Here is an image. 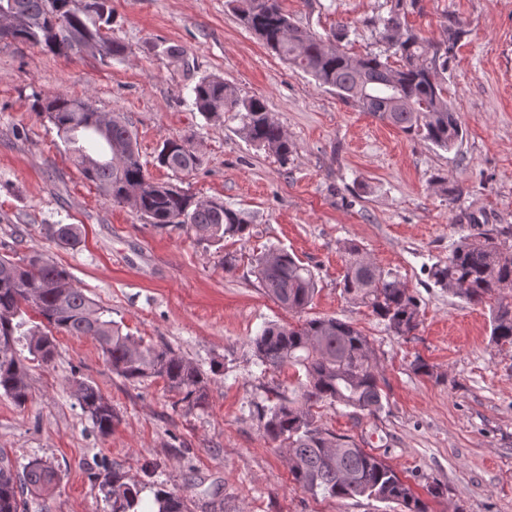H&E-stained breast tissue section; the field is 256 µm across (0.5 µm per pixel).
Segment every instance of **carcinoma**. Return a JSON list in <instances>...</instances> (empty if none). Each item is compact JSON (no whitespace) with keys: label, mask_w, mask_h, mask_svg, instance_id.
<instances>
[{"label":"carcinoma","mask_w":512,"mask_h":512,"mask_svg":"<svg viewBox=\"0 0 512 512\" xmlns=\"http://www.w3.org/2000/svg\"><path fill=\"white\" fill-rule=\"evenodd\" d=\"M240 21L265 49L315 82L353 103L361 111L404 134L449 150L463 137L459 113L448 104V60L463 35L430 42L404 23L418 0H394L388 16L370 21L378 53L351 55L340 27L322 37L294 22L283 0H236ZM112 20L111 0H0V41L21 40L58 56L88 54L102 61L123 60L126 46L102 33ZM170 62L186 69L183 46H154ZM192 106L210 119L226 112L240 119L244 138L285 163L295 144L258 97H242L224 79L203 75L191 88ZM36 115L49 122L83 177L108 202L126 205L149 224L186 228L201 240L219 242L226 235L244 236L248 225L224 201L197 199L170 182L151 178L140 161L132 127L120 112H101L90 100L57 95L35 98ZM156 162L174 173L190 174L203 159L189 140H165ZM52 238L63 248L81 241L77 224H56ZM254 274L264 293L280 306L303 312L317 292L312 270L285 249L270 248L254 259ZM434 284L468 304L495 301L490 309V338L512 345V225L487 230L467 225L453 244L448 260L429 268ZM344 297L368 308L397 336L419 325L420 303L391 271L379 267L360 245H344L340 280ZM39 321H34L32 316ZM88 336L106 361L127 381L163 379L182 400L201 406L208 376L164 345L147 344L122 332L83 289L67 268L35 251L22 261L0 255V394L17 407L31 395L28 356L50 363L55 335ZM255 356L269 368H292L305 381L293 397L276 393L264 410L263 433L286 450L293 484L313 495L349 499L368 497L392 503L400 512H429L428 504L385 460L366 451L350 436H337L318 424L312 409L323 402L368 416L383 408L377 363L368 337L349 322L331 316L306 318L296 325L270 324L253 339ZM75 395L102 436L112 434V403L93 384L75 381ZM57 480L55 469L31 460L17 474L0 466V512H19L24 490L47 491ZM109 512H139L143 486L114 473L100 485ZM157 512H188L184 498L159 489Z\"/></svg>","instance_id":"obj_1"}]
</instances>
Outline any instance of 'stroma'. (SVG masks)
Listing matches in <instances>:
<instances>
[{
	"mask_svg": "<svg viewBox=\"0 0 512 512\" xmlns=\"http://www.w3.org/2000/svg\"><path fill=\"white\" fill-rule=\"evenodd\" d=\"M283 4L320 35L348 26L347 49L360 55L376 51L369 22L391 6ZM112 11L105 31L127 48L119 62L0 42V254L51 255L123 332L168 345L200 368L210 380L208 400L192 407L163 379L125 380L91 337H58L50 364H30L26 406L0 396V465L19 472L38 458L58 474L49 492L24 493L23 512H108L99 485L115 471L143 485L141 512H152L160 489L182 495L190 512H397L391 503L295 487L282 449L263 434L271 388L289 395L299 383L294 370L259 365L250 345L265 326L298 321L253 274L254 256L273 247L315 274L312 314L353 322L374 349L381 412L325 402L314 409L319 423L364 439L427 497L430 512H512V345L491 341L489 305L448 294L428 273L447 260L464 226L512 224V0H420L407 17L433 42L448 27L464 31L448 63V100L464 135L448 151L359 111L269 55L230 0H112ZM162 42L182 45L190 69L155 55ZM204 74L264 100L296 145L288 163L247 142L239 121L194 112L189 91ZM58 94L123 113L151 177L223 200L250 224L249 236L204 241L103 200L55 128L30 109L34 98ZM184 136L202 155L201 168L179 175L156 166L162 142ZM439 177L458 189L455 200L434 186ZM55 224L80 225L81 243L56 247ZM348 242L419 299L412 335H395L345 299L338 282ZM229 254L236 266L228 272ZM419 358L434 377L414 372ZM77 379L111 401L110 436H100L79 406ZM432 483L441 485L440 497L428 498Z\"/></svg>",
	"mask_w": 512,
	"mask_h": 512,
	"instance_id": "stroma-1",
	"label": "stroma"
}]
</instances>
